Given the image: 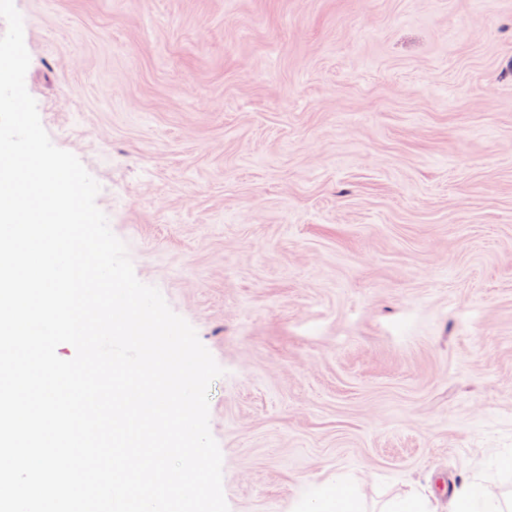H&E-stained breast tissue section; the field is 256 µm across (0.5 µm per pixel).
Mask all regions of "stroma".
Instances as JSON below:
<instances>
[{"label": "stroma", "mask_w": 512, "mask_h": 512, "mask_svg": "<svg viewBox=\"0 0 512 512\" xmlns=\"http://www.w3.org/2000/svg\"><path fill=\"white\" fill-rule=\"evenodd\" d=\"M52 143L224 373L230 512L512 493V0H14ZM336 480V484H335ZM323 484L328 486L319 494L298 502L290 512H359L357 492L352 483H345L336 473L330 474Z\"/></svg>", "instance_id": "obj_1"}]
</instances>
